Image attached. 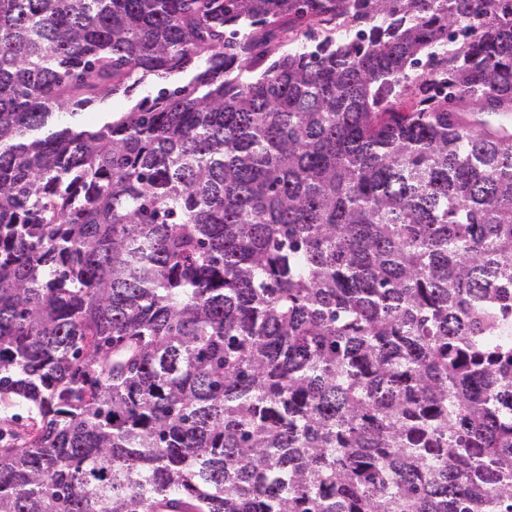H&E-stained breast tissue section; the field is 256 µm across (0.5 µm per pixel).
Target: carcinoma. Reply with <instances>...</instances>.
Instances as JSON below:
<instances>
[{"label":"carcinoma","mask_w":512,"mask_h":512,"mask_svg":"<svg viewBox=\"0 0 512 512\" xmlns=\"http://www.w3.org/2000/svg\"><path fill=\"white\" fill-rule=\"evenodd\" d=\"M509 108L512 0H0V512H512ZM195 70H188L184 73L172 76L168 81H149L138 87H134L128 94L123 96L122 93L116 96L107 97L102 103L97 106L80 111L82 113L70 117L64 114L63 124L89 126L100 123L108 114L105 112H121L127 108L132 102L143 98L145 96H155L161 87H175L187 84L195 74Z\"/></svg>","instance_id":"carcinoma-1"}]
</instances>
